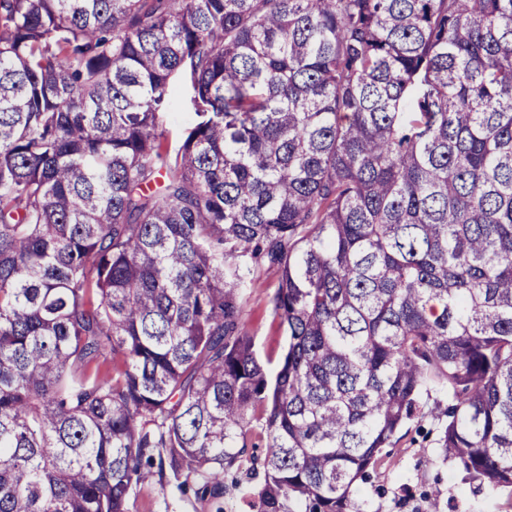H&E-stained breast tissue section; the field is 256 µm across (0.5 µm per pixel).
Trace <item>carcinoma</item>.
Returning a JSON list of instances; mask_svg holds the SVG:
<instances>
[{"label":"carcinoma","instance_id":"cac0c4a2","mask_svg":"<svg viewBox=\"0 0 512 512\" xmlns=\"http://www.w3.org/2000/svg\"><path fill=\"white\" fill-rule=\"evenodd\" d=\"M431 389L512 488V0H0V512H364ZM180 86L178 87L179 96L177 101V111L171 113V115L165 120V127L170 131V139L174 144L177 143L179 133L183 127L182 115L186 113L192 112V107L190 104V94L186 86L181 83H178ZM178 113V114H176ZM181 113V114H180ZM275 283L274 275L259 269L255 281L245 291L243 312L245 327L254 336L261 359L271 360L270 368L276 365L286 346V336L267 303ZM168 471L162 480L157 472L150 481L134 486L127 500V512H216L208 500L183 493L168 484ZM261 477L262 473L260 472L256 479L250 482L245 481L242 491L231 489L224 496V512H256V509L250 506V498L246 492L248 489H253L260 482Z\"/></svg>","mask_w":512,"mask_h":512}]
</instances>
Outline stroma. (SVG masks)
Listing matches in <instances>:
<instances>
[{"instance_id":"obj_1","label":"stroma","mask_w":512,"mask_h":512,"mask_svg":"<svg viewBox=\"0 0 512 512\" xmlns=\"http://www.w3.org/2000/svg\"><path fill=\"white\" fill-rule=\"evenodd\" d=\"M276 278L258 271L244 298L243 320L264 360L278 361L286 336L278 326L268 295ZM448 395L429 391L421 398L418 418L407 424L384 449L370 481L359 484L357 495L366 500L369 512H512V491L474 480L455 461H440L436 440L445 420ZM127 512H256L246 491L230 490L223 510L194 492H180L167 480L152 477L134 486Z\"/></svg>"}]
</instances>
